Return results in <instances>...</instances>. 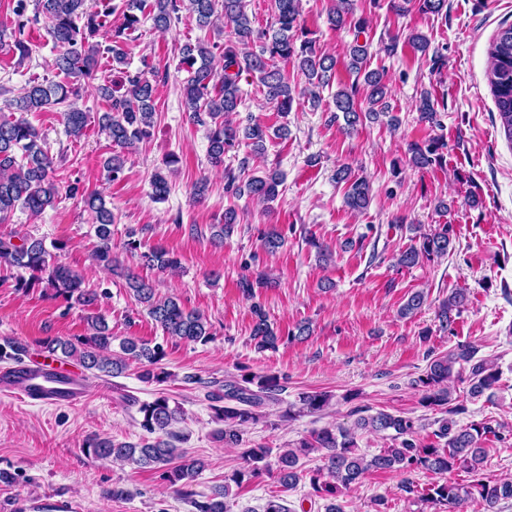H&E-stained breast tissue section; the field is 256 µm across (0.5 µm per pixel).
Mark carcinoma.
<instances>
[{"instance_id": "cac0c4a2", "label": "carcinoma", "mask_w": 512, "mask_h": 512, "mask_svg": "<svg viewBox=\"0 0 512 512\" xmlns=\"http://www.w3.org/2000/svg\"><path fill=\"white\" fill-rule=\"evenodd\" d=\"M90 0H35L33 15H27L28 0H16V21L11 31L0 30V43L11 40V45L21 57L29 55L28 30L45 19L50 35L59 48L54 68L69 79H95L96 56L112 59V70L121 74L120 83L98 84L96 90L109 103L108 111L98 119L99 128L112 144L121 148L132 147L152 134L155 117V95L158 72L152 67L136 71L128 68L124 43L141 23L140 15H148L153 28L167 32L177 27L185 18H192L201 29L216 27L224 20L232 28L233 38L200 40L180 47L179 69L187 73L182 82V101L189 119L208 126V158L212 166L224 165V155L244 144L252 153L264 152V142L269 128L252 121L241 126L233 123L231 116L238 112L243 93L239 86L242 72L257 77L266 100L277 111H292L296 100L295 87L288 79L285 67L293 64L305 76L312 89V103L320 102L317 89L330 85L336 60L320 53L310 31L301 23V0H271L273 22L266 26H254L246 12V0H97V9L89 8ZM122 15L119 27L106 33L105 18ZM327 19L334 27L350 25L363 32L366 19L355 17L354 0H328ZM103 36L104 42L91 44L89 40ZM347 69L355 77L363 78L362 84L340 88L333 95L335 113L331 120L343 118L345 129L353 131L366 121L373 122L389 114L388 89L383 75L368 69L367 46L355 44L349 50ZM488 81L506 137L512 142V25L499 31L489 51ZM79 88L67 83L28 80L10 106L18 112H41L61 106L66 133L76 140L85 134L87 113L76 106L70 96H76ZM416 109L422 120L437 123V108L431 92L423 90L416 100ZM446 143L432 138L422 144L410 145L412 165L428 168L442 164V150ZM107 180L119 179L124 169V159L113 154L103 163ZM334 180L347 185L345 204L349 209L362 213L371 202V186L365 177H357L349 165L339 166ZM284 176L277 168L265 170L260 175L238 179L229 174L226 190L241 196L247 195L260 204L274 202ZM153 197L166 200L170 186L160 171L152 180ZM75 185L67 186L66 192L80 196L85 210L95 219V235L98 244L93 252L94 261L101 267L123 278L128 292L137 304L144 307L150 318L163 333L171 338L189 343H207L212 338L211 324L206 316L187 309L175 296L158 295L155 285L134 270L125 267L112 247V224L115 217L107 207L100 191L78 194ZM61 186L54 174V163L49 156L46 142L40 131L25 118H13L0 114V224L5 223L16 209L37 216L54 205ZM236 227V214L232 209L224 212V223L217 225L212 240L224 242ZM453 227L440 224L418 235V244L402 251L396 265L412 268L420 260L448 255L452 244ZM15 235L0 236V267L22 272L17 285L28 288L34 284H46L54 295L65 302L92 309L98 295L83 288V280L70 267L53 257L43 240L31 235L14 241ZM141 259L160 270L175 272L181 263L161 247L141 253ZM427 301V295L418 290L411 293L400 307L403 317L413 315ZM468 303L464 290L451 292L438 310L441 329L452 330L455 319ZM253 324L250 337L260 351L276 349L281 336L268 320L258 304L253 305ZM89 334L75 339L50 338L42 343L48 357L60 361H74L92 374L116 377L128 366V359L142 363L139 378L146 383H164L169 373L160 367L165 356L160 345L149 347L131 339L120 343L121 354H112V333L105 321L90 316L87 320ZM25 343L6 339L0 344V361L19 362L27 354ZM477 349L458 343L446 353L430 355L426 372L416 386L421 388V405L425 408L458 414L463 408L448 407L451 392L448 379L456 364L470 365V396L479 398L492 390L500 380V371L487 359L476 358ZM285 390L283 377L277 374L245 372L238 378L220 383L209 382L207 398L217 420L224 428L217 430L216 437L224 446L237 448L243 443V435L249 425L263 417L261 409L280 402L279 395ZM330 401V395L321 391L302 392L298 403L288 405L281 417L291 419L296 414L316 413ZM142 415L140 427L153 439L142 443L116 442L109 438L95 437L88 441L87 452L96 459L113 460L152 466L160 471V478L173 492L192 499L197 512H229L232 487L270 475L278 471L280 480L295 485L303 478L300 460L312 453H321L323 465L310 476L314 493L327 501L324 512H341L337 498L351 485L360 481L369 470L399 471L411 473L425 470L438 475L464 468L474 479L467 485L451 480L430 484L419 495V501L433 512H468L473 507L479 512H495L503 499H512V480L490 481L482 477L487 459L482 438L495 433L506 439L500 426L494 431L490 426L472 423L457 426L453 420H441L436 436L444 440L443 447L424 445L417 439L418 420L407 415H393L379 411L368 417H360L355 427L375 432L393 431L396 444L380 453L367 457L357 452L354 432L346 428H322L298 442L296 448L276 450L263 445L243 451L246 467L224 477V483L211 488L205 500L194 499L192 485L202 473L205 463L188 455L177 447L181 435L173 430L182 420V410L171 405L168 397L160 395L151 402L139 406Z\"/></svg>"}]
</instances>
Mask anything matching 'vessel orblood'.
Returning <instances> with one entry per match:
<instances>
[{
  "label": "vessel or blood",
  "mask_w": 512,
  "mask_h": 512,
  "mask_svg": "<svg viewBox=\"0 0 512 512\" xmlns=\"http://www.w3.org/2000/svg\"><path fill=\"white\" fill-rule=\"evenodd\" d=\"M0 393L19 394L47 404H74L87 397V388L74 376L58 378L52 365L31 369L18 366L0 373Z\"/></svg>",
  "instance_id": "b4317fda"
}]
</instances>
